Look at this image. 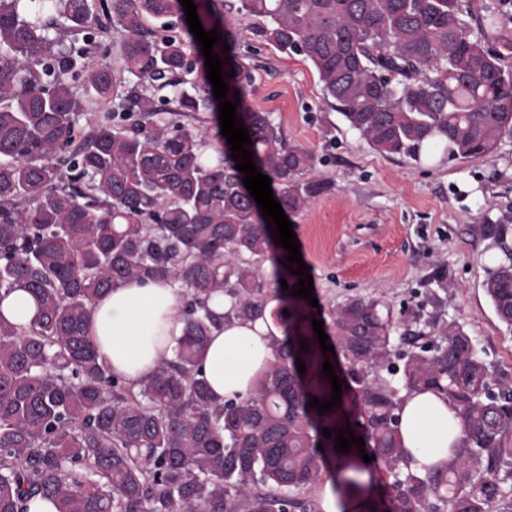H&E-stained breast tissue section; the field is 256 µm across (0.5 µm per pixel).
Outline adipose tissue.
I'll use <instances>...</instances> for the list:
<instances>
[{
	"mask_svg": "<svg viewBox=\"0 0 512 512\" xmlns=\"http://www.w3.org/2000/svg\"><path fill=\"white\" fill-rule=\"evenodd\" d=\"M179 304V290L171 283H128L95 301L88 334L112 372L136 383L173 355L184 329ZM278 334L272 323L260 320L228 321L214 330L202 361L213 398L249 396L270 365ZM460 431L455 410L436 394H415L405 401L401 434L411 467L443 465Z\"/></svg>",
	"mask_w": 512,
	"mask_h": 512,
	"instance_id": "1",
	"label": "adipose tissue"
}]
</instances>
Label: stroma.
Wrapping results in <instances>:
<instances>
[{
  "mask_svg": "<svg viewBox=\"0 0 512 512\" xmlns=\"http://www.w3.org/2000/svg\"><path fill=\"white\" fill-rule=\"evenodd\" d=\"M238 7V0L224 2L236 51L253 67L249 103L272 113L287 140L315 152V176L327 185L293 219L321 306L372 295L396 307L428 300L463 325L485 361L512 382V333L485 297V244L470 232L482 217L512 209V139L479 159L380 154L324 104L314 67L268 45ZM440 268L448 289L427 287Z\"/></svg>",
  "mask_w": 512,
  "mask_h": 512,
  "instance_id": "35a3bbf8",
  "label": "stroma"
}]
</instances>
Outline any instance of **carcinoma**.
<instances>
[{"label":"carcinoma","mask_w":512,"mask_h":512,"mask_svg":"<svg viewBox=\"0 0 512 512\" xmlns=\"http://www.w3.org/2000/svg\"><path fill=\"white\" fill-rule=\"evenodd\" d=\"M92 2L0 0V301L23 291L39 307L26 330L0 313V512H28L35 496L57 512H313L304 493L338 464L362 512H489L512 482V383L422 303L395 312L352 298L328 312L290 295L298 265H281L288 252L235 169L182 4L100 0L97 13ZM194 3L204 30L222 35L213 52L236 72L226 99L239 95L254 164L290 218L326 189L309 177L315 155L249 107L252 68L232 50L223 0ZM240 3L267 43L312 63L325 105L380 154L477 159L512 138V40L491 37L495 12L474 30L464 0ZM103 27L120 35L117 72L90 56ZM81 79L110 106L87 131ZM201 112L214 119L208 137L179 121ZM470 231L486 242L483 289L512 333V211ZM158 280L180 290L183 336L131 384L87 336L92 305ZM224 295L232 305L218 315ZM313 318L335 353L322 354ZM231 319H268L282 338L252 395L219 402L200 359ZM326 360L342 394L321 415L309 400L331 399ZM425 391L459 411L462 437L442 467L412 469L400 411ZM324 427L364 438L373 465L355 444L338 452ZM372 466L380 495L360 479Z\"/></svg>","instance_id":"cac0c4a2"}]
</instances>
